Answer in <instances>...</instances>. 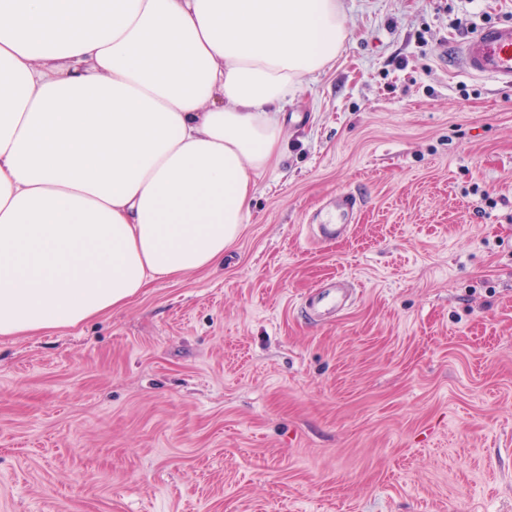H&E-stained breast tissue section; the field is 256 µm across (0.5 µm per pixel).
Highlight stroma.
I'll use <instances>...</instances> for the list:
<instances>
[{
	"instance_id": "stroma-1",
	"label": "stroma",
	"mask_w": 512,
	"mask_h": 512,
	"mask_svg": "<svg viewBox=\"0 0 512 512\" xmlns=\"http://www.w3.org/2000/svg\"><path fill=\"white\" fill-rule=\"evenodd\" d=\"M340 2L221 265L0 336V512H512V89L452 63L512 0ZM358 207L357 197L350 192H340L336 194V205L334 207L335 214L328 222L321 225L324 234H331L333 227L336 226V233L331 235V238H337L342 235V232L351 223L354 213Z\"/></svg>"
}]
</instances>
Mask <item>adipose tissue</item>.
Returning <instances> with one entry per match:
<instances>
[{
	"label": "adipose tissue",
	"instance_id": "ef3b65f1",
	"mask_svg": "<svg viewBox=\"0 0 512 512\" xmlns=\"http://www.w3.org/2000/svg\"><path fill=\"white\" fill-rule=\"evenodd\" d=\"M347 37L339 0H0V336L221 263Z\"/></svg>",
	"mask_w": 512,
	"mask_h": 512
}]
</instances>
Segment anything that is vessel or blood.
Here are the masks:
<instances>
[{"instance_id": "b4317fda", "label": "vessel or blood", "mask_w": 512, "mask_h": 512, "mask_svg": "<svg viewBox=\"0 0 512 512\" xmlns=\"http://www.w3.org/2000/svg\"><path fill=\"white\" fill-rule=\"evenodd\" d=\"M456 50L462 73L488 79L502 88H512V23L485 27L458 43ZM357 207L358 199L354 194L337 193L335 213L323 224V233L347 228Z\"/></svg>"}]
</instances>
